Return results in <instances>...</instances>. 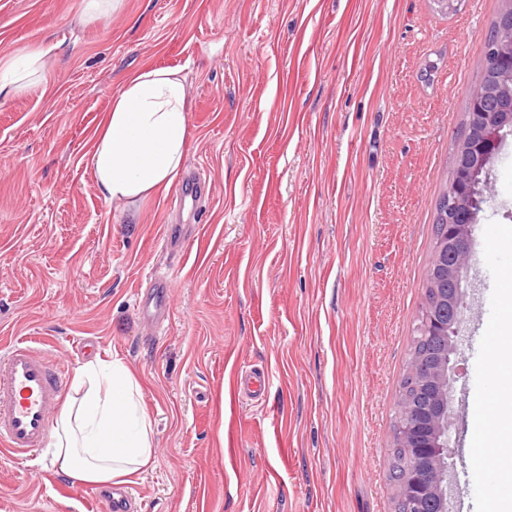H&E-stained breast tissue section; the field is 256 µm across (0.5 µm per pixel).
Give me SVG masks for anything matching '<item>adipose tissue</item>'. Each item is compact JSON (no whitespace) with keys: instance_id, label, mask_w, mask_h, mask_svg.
<instances>
[{"instance_id":"1","label":"adipose tissue","mask_w":512,"mask_h":512,"mask_svg":"<svg viewBox=\"0 0 512 512\" xmlns=\"http://www.w3.org/2000/svg\"><path fill=\"white\" fill-rule=\"evenodd\" d=\"M45 66L31 46L0 64V96L25 91ZM188 98L175 69L130 72L110 102L91 156L103 199L130 207L170 189L186 158ZM74 395L60 414L52 464L71 482L129 483L153 462V427L138 381L121 360L90 361L75 373Z\"/></svg>"}]
</instances>
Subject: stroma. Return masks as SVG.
<instances>
[{
  "label": "stroma",
  "instance_id": "35a3bbf8",
  "mask_svg": "<svg viewBox=\"0 0 512 512\" xmlns=\"http://www.w3.org/2000/svg\"><path fill=\"white\" fill-rule=\"evenodd\" d=\"M502 0H0V63L46 51L0 98V350L77 370L122 360L156 458L129 512H393L396 389L433 257V221ZM190 86L178 188L121 211L100 196L95 133L125 75ZM207 220L192 234L196 216ZM172 230L176 244L164 247ZM166 278L162 333L138 294ZM454 358L452 512H493L486 403L512 378V135L492 173ZM50 448L0 451V512H99ZM83 19L86 23L98 22L106 19L118 0H83ZM206 181L202 180L200 175L191 174L183 182L179 192L178 201L183 208L189 207L192 211L197 210L200 199L201 186Z\"/></svg>",
  "mask_w": 512,
  "mask_h": 512
}]
</instances>
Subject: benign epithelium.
<instances>
[{"instance_id": "benign-epithelium-1", "label": "benign epithelium", "mask_w": 512, "mask_h": 512, "mask_svg": "<svg viewBox=\"0 0 512 512\" xmlns=\"http://www.w3.org/2000/svg\"><path fill=\"white\" fill-rule=\"evenodd\" d=\"M500 27L499 42L491 48V53L500 57V60L512 69V12H504L498 19ZM493 92L482 82L472 90L468 104L472 108L485 110V125L482 130L475 132L464 128L456 151L464 147L480 149L484 179L483 189H488V180L491 168L500 151L504 136L512 132V113L502 111L501 107L490 109L487 103L492 99ZM474 178L470 175L460 177L455 192L448 195V214L466 213L474 215L470 206V192ZM474 222L465 220L461 224L448 225V243L440 249H448L454 256L452 264L445 266L448 278L455 281L457 290L450 301L452 319L448 323V332L443 336L447 350L443 361L436 367H429L421 362L412 365V373L436 381L440 387V397L443 402L451 400V377L453 369L452 356L457 353V335L466 307L465 291L462 282L467 276L470 267ZM451 412L447 411L435 418L432 426L439 435V441L429 449L432 454L433 465L430 470H413L404 485V496L408 506L421 499L431 504V512H448V485L450 483L451 462L448 446V433L451 427Z\"/></svg>"}]
</instances>
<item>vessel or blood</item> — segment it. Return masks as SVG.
I'll return each instance as SVG.
<instances>
[{
	"mask_svg": "<svg viewBox=\"0 0 512 512\" xmlns=\"http://www.w3.org/2000/svg\"><path fill=\"white\" fill-rule=\"evenodd\" d=\"M203 181L187 176L179 192L180 206L197 209ZM168 308V284L155 282L140 297L141 314L160 318ZM66 370L47 354L19 341L0 353V447L12 454L33 456L44 447L53 426V413L61 405Z\"/></svg>",
	"mask_w": 512,
	"mask_h": 512,
	"instance_id": "obj_1",
	"label": "vessel or blood"
}]
</instances>
